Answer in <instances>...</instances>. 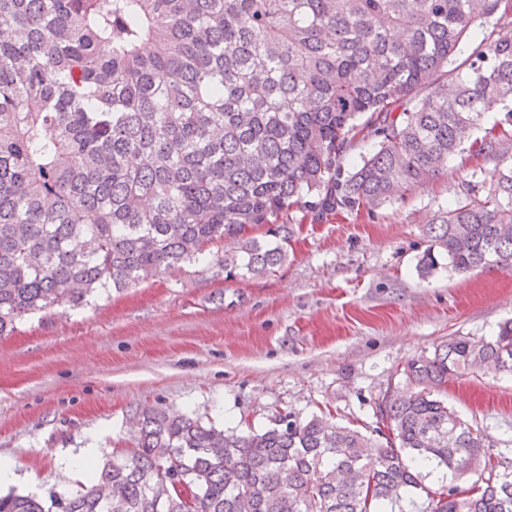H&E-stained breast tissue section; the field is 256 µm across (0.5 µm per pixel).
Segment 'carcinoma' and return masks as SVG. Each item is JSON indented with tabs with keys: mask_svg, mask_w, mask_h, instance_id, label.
Instances as JSON below:
<instances>
[{
	"mask_svg": "<svg viewBox=\"0 0 512 512\" xmlns=\"http://www.w3.org/2000/svg\"><path fill=\"white\" fill-rule=\"evenodd\" d=\"M511 15L512 0H0V337L218 243L215 275H265L293 224L390 205L466 143L498 168L487 196L469 187L427 221L421 274L440 256L511 268L512 38L467 43ZM490 112L510 129L473 137ZM361 132L373 148L346 174ZM473 367L512 371V320L408 361L413 390L382 396L367 433L147 410L90 486L48 507L10 491L0 512H381L414 490L425 512H512L508 461L438 396ZM423 464L475 480L432 491Z\"/></svg>",
	"mask_w": 512,
	"mask_h": 512,
	"instance_id": "obj_1",
	"label": "carcinoma"
}]
</instances>
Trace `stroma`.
<instances>
[{"mask_svg":"<svg viewBox=\"0 0 512 512\" xmlns=\"http://www.w3.org/2000/svg\"><path fill=\"white\" fill-rule=\"evenodd\" d=\"M496 166L457 155L376 212L296 225L286 262L262 276L188 265L26 317L0 338V457L20 476L16 491L78 490L84 453L134 447L132 417L150 408L240 432L279 412L374 425L408 360L451 337L492 338L512 319V270L418 271L428 218L467 186L487 191ZM443 397L489 452L512 458V373L470 371Z\"/></svg>","mask_w":512,"mask_h":512,"instance_id":"1","label":"stroma"}]
</instances>
